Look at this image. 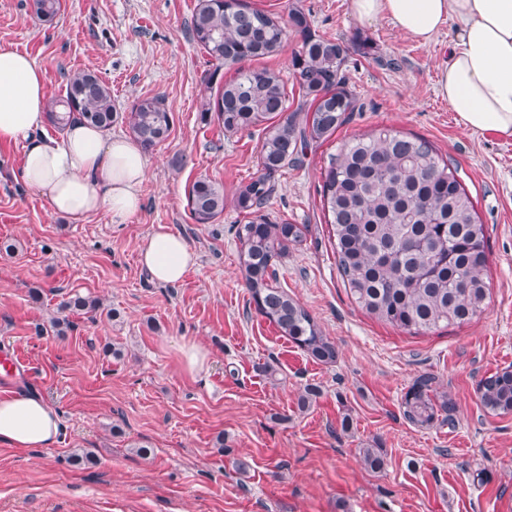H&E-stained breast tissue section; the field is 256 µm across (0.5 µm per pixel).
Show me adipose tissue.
<instances>
[{"label":"adipose tissue","instance_id":"1","mask_svg":"<svg viewBox=\"0 0 512 512\" xmlns=\"http://www.w3.org/2000/svg\"><path fill=\"white\" fill-rule=\"evenodd\" d=\"M363 24L392 23L427 43L441 29L452 34L437 94L470 131L512 136V0H351ZM45 75L31 57L0 48V143L24 148L22 180L50 209L72 221L106 213L116 224L140 208L147 159L129 139L73 123L62 138L44 132ZM139 259L160 284L180 282L196 256L176 230L161 225L141 247ZM60 418L41 396L26 392L0 399V442L41 448L56 442Z\"/></svg>","mask_w":512,"mask_h":512}]
</instances>
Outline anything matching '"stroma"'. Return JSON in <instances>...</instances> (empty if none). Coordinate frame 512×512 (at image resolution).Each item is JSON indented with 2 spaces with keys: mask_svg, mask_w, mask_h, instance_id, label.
I'll return each mask as SVG.
<instances>
[{
  "mask_svg": "<svg viewBox=\"0 0 512 512\" xmlns=\"http://www.w3.org/2000/svg\"><path fill=\"white\" fill-rule=\"evenodd\" d=\"M248 2L283 22L301 8L316 32L355 44L345 75L359 111L277 176L265 208L304 227L275 284L337 358L313 360L256 311L234 234L245 214L230 205L211 224L191 215L192 183L207 177L232 192L255 175L259 143L257 131L229 135L200 119L209 63L186 34L196 0H61L50 23L32 0H0V46L44 70L49 98L68 75L93 70L117 111L159 94L173 116L169 138L146 154L141 208L124 224L53 214L18 178L22 145L0 144V342L31 372L15 390L43 396L61 423L44 448L0 443V512H512V413L486 411L477 393L512 366V138L463 129L437 96L447 32L422 44L386 21L362 25L351 0ZM381 127L431 141L475 201L490 299L468 324L412 335L346 292L322 173L344 142ZM161 224L196 254L173 286L138 262ZM76 295L99 300L97 314L62 311ZM56 318L69 327L56 331ZM186 344L206 352L201 371L186 368ZM424 372L454 400L452 422L404 419L402 397ZM308 386L320 394L303 408ZM364 448L382 449V470L365 468Z\"/></svg>",
  "mask_w": 512,
  "mask_h": 512,
  "instance_id": "stroma-1",
  "label": "stroma"
}]
</instances>
